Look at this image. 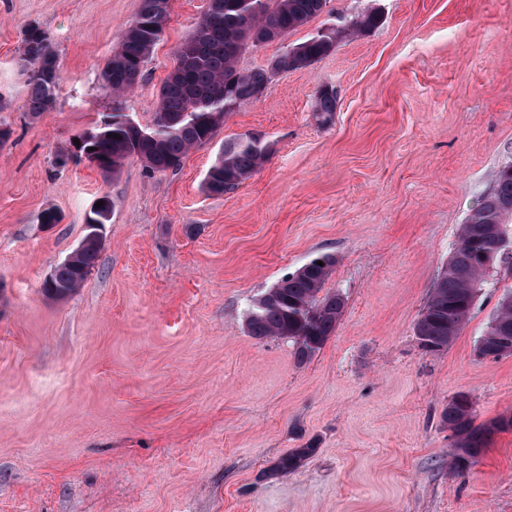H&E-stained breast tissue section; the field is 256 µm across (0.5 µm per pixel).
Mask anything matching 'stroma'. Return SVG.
<instances>
[{"mask_svg": "<svg viewBox=\"0 0 512 512\" xmlns=\"http://www.w3.org/2000/svg\"><path fill=\"white\" fill-rule=\"evenodd\" d=\"M139 0H0V512H512V431L476 464L450 465L441 422L466 394L483 424L512 415V356L477 342L512 275L491 270L452 344L414 334L458 230L512 164V0H327L266 66L351 16L375 28L277 75L180 166L138 158L118 177L60 154L114 106L100 72ZM209 0H171L125 112L150 124L158 91ZM39 23L63 79L31 117L17 67ZM336 91L331 125L312 112ZM273 145L221 195L204 178L226 139ZM109 196L95 267L58 299L44 283ZM55 209L60 223H39ZM345 306L313 358L249 336L254 301L314 258ZM313 443L298 470L283 455Z\"/></svg>", "mask_w": 512, "mask_h": 512, "instance_id": "obj_1", "label": "stroma"}]
</instances>
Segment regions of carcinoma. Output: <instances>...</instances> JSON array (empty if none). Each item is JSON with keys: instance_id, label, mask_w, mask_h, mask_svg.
Here are the masks:
<instances>
[{"instance_id": "cac0c4a2", "label": "carcinoma", "mask_w": 512, "mask_h": 512, "mask_svg": "<svg viewBox=\"0 0 512 512\" xmlns=\"http://www.w3.org/2000/svg\"><path fill=\"white\" fill-rule=\"evenodd\" d=\"M164 0H140L135 17L127 24L118 48L106 61L101 80L121 102L139 82L143 68L163 34L167 16L160 12ZM327 0H209V8L188 40L192 61L175 66L159 92L158 107L149 126H129L120 121L116 107L107 119L84 132L79 150L94 148L103 174L120 173L131 157L153 171L178 167L193 148L211 141L224 119L242 105L266 95L274 77L314 65L330 55L342 39L370 30L379 23L375 13L358 14L338 29L319 33L301 43L287 45L269 63L247 72L238 60L248 47L281 41L320 14ZM19 64L26 76L27 112L36 117L54 103L62 81L59 57L48 33L36 22L22 31ZM313 112L328 125L336 112V91L327 85L317 92ZM120 138H115V135ZM271 150L260 133L248 132L224 142L205 178L207 192L221 195L250 177ZM512 165L502 167L493 189L483 197L461 225L458 244L417 320L414 332L427 352L448 348L468 320L477 292L495 267H512ZM100 249L91 246L71 266L60 265L53 274L58 290L80 287L96 265ZM313 259L280 280L255 301L246 318V329L256 339L286 337L295 346L299 363L311 359L333 334L344 309L338 294H322L335 261L330 256ZM512 342V292L505 294L480 337V354L500 358L503 339ZM475 410L464 394L453 397L442 413L452 432V466L467 468L477 462L492 436L512 429V416L474 425ZM315 452L312 445L295 448L279 458L274 471L299 469Z\"/></svg>"}]
</instances>
